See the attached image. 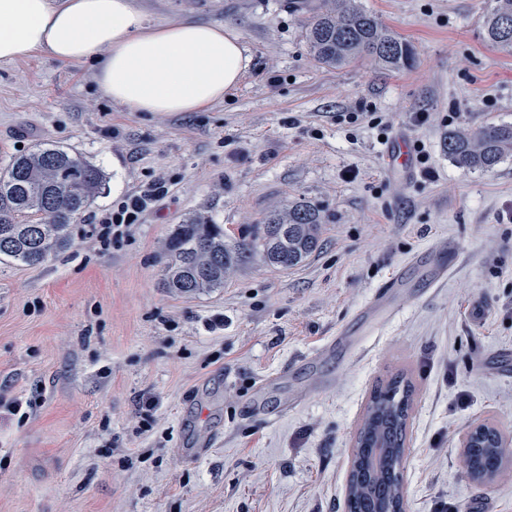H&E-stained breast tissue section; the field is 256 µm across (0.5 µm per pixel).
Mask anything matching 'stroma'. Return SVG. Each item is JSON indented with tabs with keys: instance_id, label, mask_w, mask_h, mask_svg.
Here are the masks:
<instances>
[{
	"instance_id": "35a3bbf8",
	"label": "stroma",
	"mask_w": 512,
	"mask_h": 512,
	"mask_svg": "<svg viewBox=\"0 0 512 512\" xmlns=\"http://www.w3.org/2000/svg\"><path fill=\"white\" fill-rule=\"evenodd\" d=\"M316 2L139 0L153 23L238 30L251 64L198 112L129 111L87 64L0 65V167L49 144L107 178L69 248L0 262V512H343L368 397L401 371L416 388L407 512H512V469L478 485L460 465L477 423L512 440V156L468 170L442 146L512 123V53L485 37L494 0H360L412 43L401 72L317 62ZM401 131L426 156L407 179L383 157ZM158 180L167 194L101 243L102 216ZM302 201L324 243L300 266L162 288L172 225L204 213L236 237ZM442 239L460 263L433 287L412 259Z\"/></svg>"
}]
</instances>
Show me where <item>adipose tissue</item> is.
<instances>
[{"instance_id": "obj_1", "label": "adipose tissue", "mask_w": 512, "mask_h": 512, "mask_svg": "<svg viewBox=\"0 0 512 512\" xmlns=\"http://www.w3.org/2000/svg\"><path fill=\"white\" fill-rule=\"evenodd\" d=\"M40 53L88 64L98 90L133 112H197L249 68L236 28L149 23L137 0H0V64Z\"/></svg>"}]
</instances>
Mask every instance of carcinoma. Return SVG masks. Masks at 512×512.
Segmentation results:
<instances>
[{
    "instance_id": "carcinoma-1",
    "label": "carcinoma",
    "mask_w": 512,
    "mask_h": 512,
    "mask_svg": "<svg viewBox=\"0 0 512 512\" xmlns=\"http://www.w3.org/2000/svg\"><path fill=\"white\" fill-rule=\"evenodd\" d=\"M484 28L489 42L511 53L512 0H495ZM306 39L313 57L331 68L370 58L398 72L415 62L413 45L357 0H321ZM443 148L459 167L490 170L512 156V124L450 132ZM105 186L99 168L63 149L37 145L12 156L0 170V257L28 266L48 263L70 246L71 224ZM321 237L319 211L305 202L272 211L265 223L234 240L224 238V225L197 213L170 228L160 256L161 285L184 295L222 288L257 257L270 267L292 269L320 248ZM414 394L415 385L403 372L372 390L352 448L347 512H396L402 507L399 469L407 452ZM503 445L504 433L483 422L461 453V466L469 476L492 482L506 469Z\"/></svg>"
}]
</instances>
